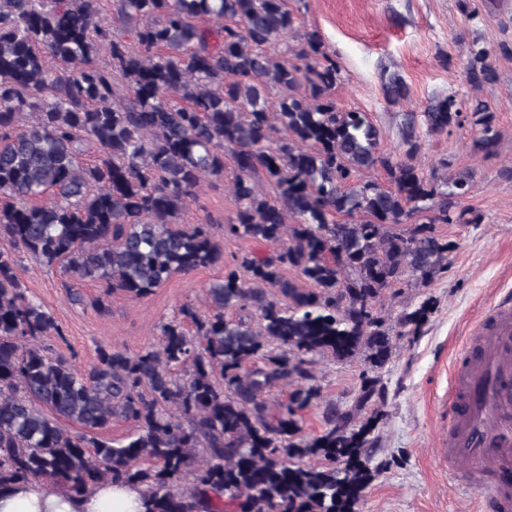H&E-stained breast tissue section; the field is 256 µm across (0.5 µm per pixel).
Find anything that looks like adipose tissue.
I'll return each instance as SVG.
<instances>
[{
	"label": "adipose tissue",
	"instance_id": "1",
	"mask_svg": "<svg viewBox=\"0 0 512 512\" xmlns=\"http://www.w3.org/2000/svg\"><path fill=\"white\" fill-rule=\"evenodd\" d=\"M0 512H144V504L130 484L108 482L72 496L31 481L0 491Z\"/></svg>",
	"mask_w": 512,
	"mask_h": 512
}]
</instances>
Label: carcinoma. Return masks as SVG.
<instances>
[{
	"label": "carcinoma",
	"mask_w": 512,
	"mask_h": 512,
	"mask_svg": "<svg viewBox=\"0 0 512 512\" xmlns=\"http://www.w3.org/2000/svg\"><path fill=\"white\" fill-rule=\"evenodd\" d=\"M109 5L0 0V236L141 298L222 258L210 224H176L228 151L238 209L224 235L274 249L234 257L209 288L211 311L182 306L160 348H101L84 373L43 343L58 324L0 251V490L37 480L80 494L110 480L141 488L145 512H360L379 371L394 335L417 333L428 313H403L396 333L381 304L448 268L452 244L434 225L480 222L463 206L472 174L416 163L418 126L438 137L467 126L471 152L492 154L500 131L479 92L497 80L496 54L477 39L462 50L469 93L405 114L397 158L368 113L338 106L341 69L288 0ZM382 89L389 104L408 96L395 71ZM378 168L389 184L360 179ZM356 357L354 404L302 435L301 412L321 396L317 359ZM287 383L288 399L270 402ZM114 420L136 432L103 438Z\"/></svg>",
	"instance_id": "carcinoma-1"
}]
</instances>
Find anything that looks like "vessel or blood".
I'll list each match as a JSON object with an SVG mask.
<instances>
[{
  "label": "vessel or blood",
  "instance_id": "vessel-or-blood-1",
  "mask_svg": "<svg viewBox=\"0 0 512 512\" xmlns=\"http://www.w3.org/2000/svg\"><path fill=\"white\" fill-rule=\"evenodd\" d=\"M452 370L445 452L451 474L485 507H506L512 486V304H495Z\"/></svg>",
  "mask_w": 512,
  "mask_h": 512
}]
</instances>
